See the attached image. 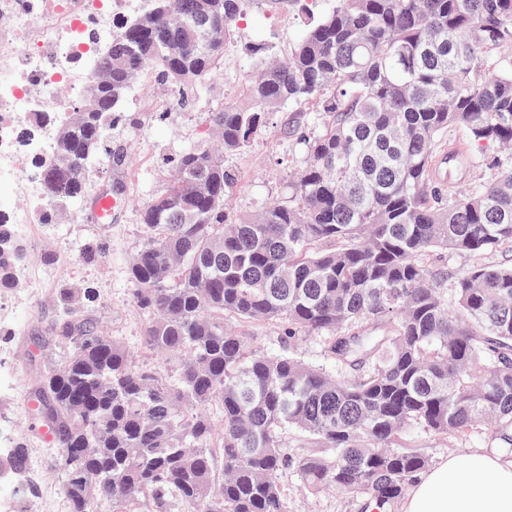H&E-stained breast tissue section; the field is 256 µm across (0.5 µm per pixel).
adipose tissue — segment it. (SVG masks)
I'll return each mask as SVG.
<instances>
[{
	"label": "adipose tissue",
	"instance_id": "1",
	"mask_svg": "<svg viewBox=\"0 0 512 512\" xmlns=\"http://www.w3.org/2000/svg\"><path fill=\"white\" fill-rule=\"evenodd\" d=\"M403 512H512V462L485 450L444 458L415 480Z\"/></svg>",
	"mask_w": 512,
	"mask_h": 512
}]
</instances>
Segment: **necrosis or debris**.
Here are the masks:
<instances>
[{"instance_id": "1", "label": "necrosis or debris", "mask_w": 512, "mask_h": 512, "mask_svg": "<svg viewBox=\"0 0 512 512\" xmlns=\"http://www.w3.org/2000/svg\"><path fill=\"white\" fill-rule=\"evenodd\" d=\"M148 0H0V221L30 244L48 208L41 164L55 128L39 113L62 112L90 79L85 59ZM26 197L23 208L10 205Z\"/></svg>"}]
</instances>
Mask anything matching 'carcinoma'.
Wrapping results in <instances>:
<instances>
[{"mask_svg":"<svg viewBox=\"0 0 512 512\" xmlns=\"http://www.w3.org/2000/svg\"><path fill=\"white\" fill-rule=\"evenodd\" d=\"M150 0L90 63L42 165L51 213L83 202L100 167L127 154L112 129L146 71L202 95L224 66L236 24L255 0ZM216 30L220 41L207 32ZM512 0H334L285 57L262 54L244 100L207 113L173 177L135 204L142 243L127 267L143 317L141 345L175 360V375L140 363L97 320L98 290L52 289L47 327L61 359L30 398L55 427L53 466L66 512H287L280 474L315 495L333 489L392 512L429 466L404 436L464 438L487 430L512 447V266L452 273L431 257L512 246ZM309 112L306 160L288 197L254 213L229 205L238 175L224 157L249 149L268 117ZM467 137L462 155L448 131ZM493 171L455 185L439 160ZM27 257L0 222V289ZM279 323L280 349L224 327ZM325 336L332 376L298 353ZM218 406L219 416L211 413ZM293 427L319 448L290 457ZM27 443L0 471L22 482Z\"/></svg>","mask_w":512,"mask_h":512,"instance_id":"carcinoma-1","label":"carcinoma"}]
</instances>
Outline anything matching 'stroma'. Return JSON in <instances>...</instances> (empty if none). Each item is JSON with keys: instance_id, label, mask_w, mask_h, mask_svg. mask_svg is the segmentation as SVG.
<instances>
[{"instance_id": "stroma-1", "label": "stroma", "mask_w": 512, "mask_h": 512, "mask_svg": "<svg viewBox=\"0 0 512 512\" xmlns=\"http://www.w3.org/2000/svg\"><path fill=\"white\" fill-rule=\"evenodd\" d=\"M305 15L300 8L270 10L262 0L255 4L241 21L224 52V69L211 86L210 92L194 107L182 109L177 105L179 93L143 77L132 87L128 104L135 122L113 130V144L121 146L129 158L122 180L130 206L109 224H91L84 211L57 215L54 223L46 225L32 250L26 266L43 274L45 284L38 295H31V283L18 281L11 295L27 304L28 311L21 320L19 334L0 336V370L7 372L18 388L17 394L0 393V441L10 442L26 434V401L45 363L57 361L59 354L47 349L44 359L34 358L31 328L46 323L55 315L51 290L59 281L75 285L92 284L101 295L98 316L110 334L129 348L140 343L142 316L131 301L133 285L127 277L131 256L141 243V228L132 208L133 203L152 199L168 182L170 174L164 163L166 157L187 148L197 139L205 125L208 110L243 98V88L256 63L252 53L262 45L282 53L299 34ZM295 113L280 112L258 133L252 148L244 153L226 157L241 180L243 189L234 195L231 206L241 212H253L271 199L288 195V184L304 160V151L292 131ZM99 242L105 253L85 257L81 247ZM56 255L55 264L42 260L43 253ZM413 446L424 449L431 462L457 454L459 448L472 451L478 448L496 449L487 431H480L459 440L455 436L438 437L423 431L410 436ZM287 512H365V503L339 493L310 496L295 470L280 476Z\"/></svg>"}]
</instances>
